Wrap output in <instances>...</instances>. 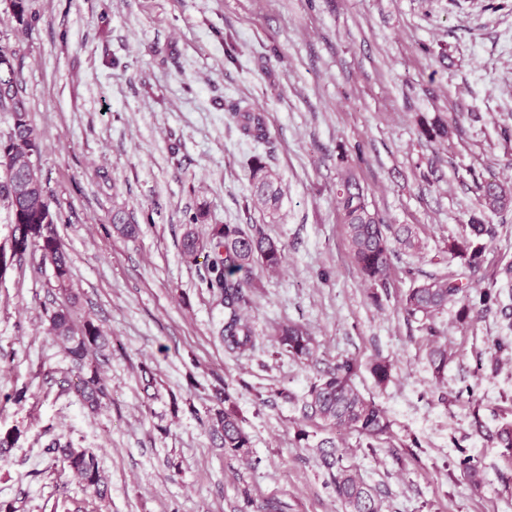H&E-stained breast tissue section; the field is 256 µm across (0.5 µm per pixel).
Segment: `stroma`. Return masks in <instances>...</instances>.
I'll use <instances>...</instances> for the list:
<instances>
[{
    "instance_id": "stroma-1",
    "label": "stroma",
    "mask_w": 512,
    "mask_h": 512,
    "mask_svg": "<svg viewBox=\"0 0 512 512\" xmlns=\"http://www.w3.org/2000/svg\"><path fill=\"white\" fill-rule=\"evenodd\" d=\"M35 26L18 34L0 0V45L15 50L59 236L71 260L79 318L110 345L99 367L110 397L91 415L68 391L72 361L47 332L62 297L53 269L27 253L0 275V432L17 430L0 463V502L18 512H345L316 445L335 437L346 464L372 486L382 512H512V453L494 435L512 424V365L490 361L512 337L500 311L469 324L438 315L450 359L444 378L431 343L401 298L448 270L449 240L478 213V181L512 184V5L490 0H33ZM263 113L267 142L245 137L226 107ZM449 134L429 144L422 124ZM263 156L283 197L275 219L245 208L247 161ZM353 171L372 210L412 225L417 251H399L372 301L353 266L336 187ZM207 223L189 225L198 207ZM123 212L140 232L113 233ZM483 273L512 295V208L493 216ZM262 224L285 248L283 268L257 271L249 322L256 346L220 337L224 305L202 283L206 258L186 262L187 229ZM312 333L313 362L279 348L274 329ZM392 364L378 387L373 359ZM358 363L364 395L386 411L390 439L369 448L303 418L301 400L323 370ZM156 380L147 399L145 374ZM253 446L225 455L207 421L214 389ZM25 391L22 404L6 394ZM307 439H298V431ZM92 451L109 480L99 502L47 453L53 440ZM468 456L483 481L456 467Z\"/></svg>"
}]
</instances>
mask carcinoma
<instances>
[{
  "label": "carcinoma",
  "instance_id": "obj_1",
  "mask_svg": "<svg viewBox=\"0 0 512 512\" xmlns=\"http://www.w3.org/2000/svg\"><path fill=\"white\" fill-rule=\"evenodd\" d=\"M11 6L17 31L27 33L39 19L31 0H11ZM24 93L20 65L0 69V112L10 113L12 119L8 137L0 139V146H8L9 156L6 160L0 154V197L8 201L11 209L14 254L23 256L30 250L40 252L44 260L51 261L57 287L67 296V303L48 315V334L62 343L78 368L73 389L84 407L95 413L109 396L107 384L98 371V356L109 345V339L93 321L86 319L78 325L74 320L72 305L76 296L70 288V261L57 231L61 214L51 207L40 169L32 164L33 154L42 151L43 138L32 123ZM227 111L245 136L257 142L268 139L261 112L239 102L229 104ZM421 134L427 142L433 143L448 136V126L441 121L424 124ZM248 171L251 207L274 216L282 198L275 175L260 155L250 159ZM24 177L33 179L36 187L29 198L14 200L9 194L10 184ZM478 190L481 213L470 217L468 234L448 242V263H458L462 272L432 276L409 289L401 300L406 317L420 321L431 338L429 360L439 378L448 365V350L437 341L440 336L435 322L437 314L454 304L458 322L467 324L500 303V292L495 285H482L480 276L487 239L495 234V228L486 223L485 218L488 213L499 214L512 206V187L495 178H485L478 183ZM336 208L351 263L363 281L372 287L370 297L376 301V289L385 288L389 283L392 257L397 250L420 248L417 234L411 225L387 224L371 211L364 187L351 172L336 188ZM112 224L118 233L127 237L139 231V225L120 213L112 216ZM204 250L208 260L204 277L206 288L224 303V346L231 351L251 350L255 347V337L244 310L250 303L249 292L255 287L254 273L258 268L271 272L280 270L285 260L284 248L260 224H212L204 241L193 230H187L182 239L184 259L194 262ZM275 336L279 347L292 357L301 361L313 359L314 338L306 327L297 323L283 324L277 327ZM357 370L355 362L344 359L323 372L302 400V415L330 430L352 433L367 441V447L374 448L390 434L391 422L385 410L356 386ZM370 371L379 387L391 381V364L385 359L374 360ZM231 399V388L226 383L224 391L215 395L208 426L221 440L224 454L248 460L253 455L251 438L237 413L226 407ZM47 452L59 455L90 496L99 500L107 496L108 479L93 452L58 440L48 446ZM317 453L345 512H380L375 491L344 463L333 439L322 440L317 445ZM458 468L471 484L480 485L481 471L472 458L459 459Z\"/></svg>",
  "mask_w": 512,
  "mask_h": 512
}]
</instances>
